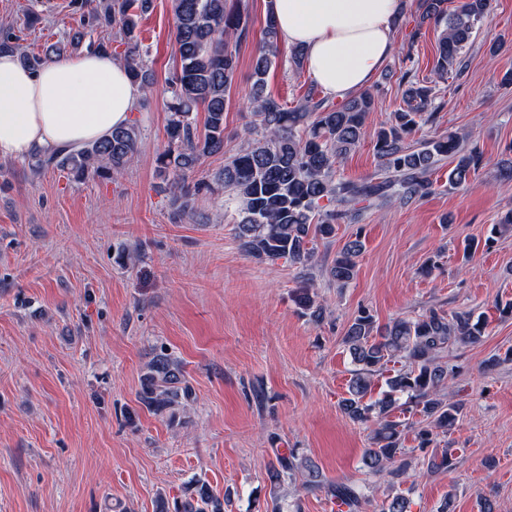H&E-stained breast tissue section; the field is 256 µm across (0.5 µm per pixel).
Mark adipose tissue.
I'll return each mask as SVG.
<instances>
[{
    "instance_id": "1",
    "label": "adipose tissue",
    "mask_w": 512,
    "mask_h": 512,
    "mask_svg": "<svg viewBox=\"0 0 512 512\" xmlns=\"http://www.w3.org/2000/svg\"><path fill=\"white\" fill-rule=\"evenodd\" d=\"M280 39L303 48L308 74L344 99L392 55L411 0H270ZM142 96L119 58L85 52L24 67L0 53V158L78 149L128 125Z\"/></svg>"
}]
</instances>
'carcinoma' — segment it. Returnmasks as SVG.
Segmentation results:
<instances>
[{"label": "carcinoma", "instance_id": "1", "mask_svg": "<svg viewBox=\"0 0 512 512\" xmlns=\"http://www.w3.org/2000/svg\"><path fill=\"white\" fill-rule=\"evenodd\" d=\"M495 0H462L448 11L447 0H422L419 24L441 28L433 74L447 79L460 72L461 54L476 26L493 10ZM175 24V55L179 59L169 81L166 125L167 147L158 157L159 172L171 180L173 214L192 209L201 194L228 193L238 202L234 236L247 256L259 261L284 259L291 265L308 266L318 239L336 235V225L356 221L361 212L393 200L408 203L435 190L431 175L448 159V185H464L484 162L475 147H465L466 135L443 133L405 139L424 125L436 123L440 106L435 87L419 79L410 69L399 78L402 107L393 113L390 125L376 133L374 149L381 161L380 174L355 183L336 178L341 159L356 148L363 136L366 118L373 111L369 91L331 105L307 95L304 102L288 108L266 93V75L276 64L278 32L267 15L261 45L251 73L249 108L256 116L258 137L224 161L212 179L197 174L205 159L224 154V110L238 66L234 45L246 40L250 27L241 0H171ZM82 13L83 22L100 30L112 29L113 41L88 44V51H110L112 43L131 79L152 92L153 78L146 64V51L138 37L140 20L154 7V0H70ZM40 14L28 15L26 29L0 31V52L19 54L32 69L53 57L78 51L84 35L68 43L53 45L43 56H30L23 45L25 30L35 27ZM205 112L204 130L198 131L194 113ZM140 133L135 123L115 128L102 139L79 150L61 149L31 155L35 171L56 168L75 181L89 176L110 181L130 165L139 149ZM363 249L360 235L345 242L329 269L332 280L347 283L354 278L356 259ZM486 322L472 310L451 314L431 308L416 318H397L384 326L376 324L367 310L359 311L344 336L355 369L348 384L349 397L341 409L354 422L374 425L372 446L365 450L364 466L376 475L402 477L408 463L394 466L403 454L402 436L415 430L417 448L430 447L441 433L452 429L460 406L443 394L455 366L444 361V352L455 344L471 345L482 340ZM401 364L385 379L387 390L372 401L375 378ZM182 366L165 350L157 353L142 379L140 401L162 415L189 397L182 385ZM421 420H415V416ZM455 466V457L443 448L427 458L433 473ZM297 470L307 472L309 483L319 485V469L308 458L291 453L277 457L270 466L271 482ZM331 497L347 512H360L363 496L354 487L336 484ZM157 512H224L208 486L200 484L190 496L169 502L161 495ZM380 512H409L402 494L386 497Z\"/></svg>", "mask_w": 512, "mask_h": 512}]
</instances>
